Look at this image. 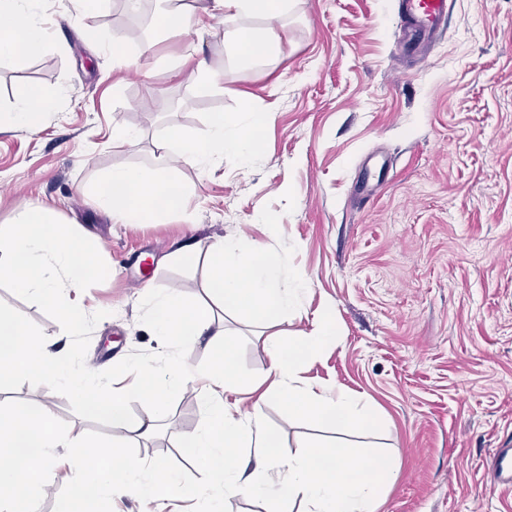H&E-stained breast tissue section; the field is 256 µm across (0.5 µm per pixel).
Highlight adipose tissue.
I'll use <instances>...</instances> for the list:
<instances>
[{"mask_svg": "<svg viewBox=\"0 0 512 512\" xmlns=\"http://www.w3.org/2000/svg\"><path fill=\"white\" fill-rule=\"evenodd\" d=\"M162 2L159 29L199 32L220 22L230 29L236 57L246 65L277 55L276 25L291 8L290 0H207L196 12L173 0ZM49 45L47 28L27 11L25 0H0L1 60L36 56ZM53 107L52 95L24 89L11 110L0 115V122L32 129ZM93 253L90 239L74 234L52 211L30 202L24 204L16 223L0 225V279L54 306L77 331L87 324L85 312L63 295L78 293L95 275L90 263ZM203 253L210 269V290L225 310L252 307L265 323L273 324L298 308L306 277L298 272L285 276L276 255L235 238L218 239ZM209 320L207 309L166 293L156 295L152 328L162 338L163 348L141 367L139 379L120 393L91 383L84 369L37 344L22 320L0 310V378L26 377L39 385L67 381L94 414L105 416L132 440L155 431L171 389H193L202 406V425L184 438L181 447L186 461L208 478L196 491L227 501L261 498L276 503L279 512H291L298 503L304 504V512H377L391 478L367 441L379 424L377 417L361 397L326 386L316 388L298 376L303 363L337 341L332 315H324L311 334L286 341L275 335L264 339L268 366L251 383L259 396L251 411L241 415L234 414L225 397L240 381L234 344L226 333H209ZM205 335L215 347L212 363L187 366L183 350ZM133 395L152 403L149 418L130 416L127 402ZM272 399L284 401L294 413L315 416L330 433L324 441L303 444L287 477L277 481L268 474L280 465V442L263 410ZM56 448L76 451L65 475L70 493L61 500L59 512H93L103 496L115 491L151 499L194 491L179 471L165 464L127 463L122 443H112L106 450L81 435L56 431L51 407L42 399L0 414V512H37L34 478L50 467Z\"/></svg>", "mask_w": 512, "mask_h": 512, "instance_id": "adipose-tissue-1", "label": "adipose tissue"}]
</instances>
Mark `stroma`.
<instances>
[{"instance_id": "1", "label": "stroma", "mask_w": 512, "mask_h": 512, "mask_svg": "<svg viewBox=\"0 0 512 512\" xmlns=\"http://www.w3.org/2000/svg\"><path fill=\"white\" fill-rule=\"evenodd\" d=\"M155 5L106 0L75 27L71 0H41L58 48L0 62V108L22 89L58 95L37 128L0 130V225L15 223L22 203L42 204L92 239L110 270L82 290L83 331L1 280L0 308L61 358L97 366L108 385L161 348L150 291L210 305L203 260L181 263L176 251L240 234L307 277L275 333H310L328 313L336 321L338 342L300 375L360 396L377 415L374 441L392 468L378 512H512V490L496 487L490 469L512 441V0H453L445 33L422 51L404 42L398 0H296L278 29L279 55L254 68L237 63L223 24L189 41L156 33ZM116 34L136 61L127 73L105 49ZM172 60L206 64L222 90L199 87ZM239 101L270 114L258 168L172 161L192 196L183 213L153 224L113 223L83 195L110 169L155 165L163 127L203 130V111ZM119 124L137 139H116ZM211 320L234 339L241 386L228 399L250 406V383L267 366L265 325L246 310ZM43 397L55 429L127 442L131 464L164 461L203 483L180 448L200 425L192 389L171 391L155 433L131 442L67 386ZM265 412L283 457L320 434L315 419L280 402ZM72 457L56 449L40 472V512L66 496ZM213 508L206 495L116 493L100 512Z\"/></svg>"}]
</instances>
